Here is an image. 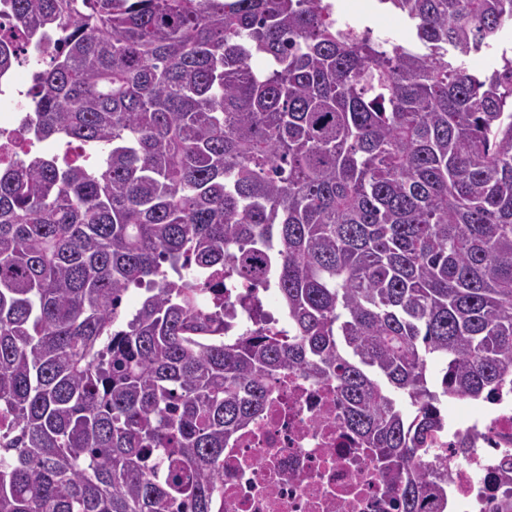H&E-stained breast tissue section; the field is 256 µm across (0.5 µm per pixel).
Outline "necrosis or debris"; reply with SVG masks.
<instances>
[{
	"label": "necrosis or debris",
	"mask_w": 512,
	"mask_h": 512,
	"mask_svg": "<svg viewBox=\"0 0 512 512\" xmlns=\"http://www.w3.org/2000/svg\"><path fill=\"white\" fill-rule=\"evenodd\" d=\"M29 91L0 84V164L25 133ZM427 458L448 473V512H512V390L449 407ZM398 483L343 425L333 388L293 372L224 450V512H397Z\"/></svg>",
	"instance_id": "4bbe7bcc"
}]
</instances>
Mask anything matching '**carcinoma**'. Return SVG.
Instances as JSON below:
<instances>
[{
    "instance_id": "cac0c4a2",
    "label": "carcinoma",
    "mask_w": 512,
    "mask_h": 512,
    "mask_svg": "<svg viewBox=\"0 0 512 512\" xmlns=\"http://www.w3.org/2000/svg\"><path fill=\"white\" fill-rule=\"evenodd\" d=\"M3 2L0 75L59 42L0 166V512H223L224 445L290 371L424 512L439 406L512 375V56L465 66L512 0H380L414 47L320 0ZM226 275L275 282L288 335L224 337Z\"/></svg>"
}]
</instances>
